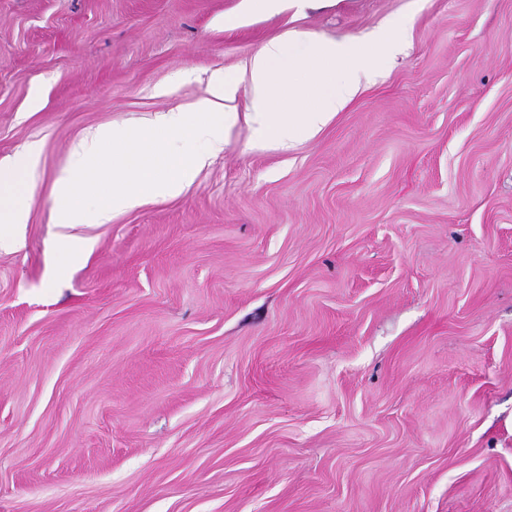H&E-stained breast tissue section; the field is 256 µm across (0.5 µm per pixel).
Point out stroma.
<instances>
[{
    "label": "stroma",
    "instance_id": "obj_1",
    "mask_svg": "<svg viewBox=\"0 0 512 512\" xmlns=\"http://www.w3.org/2000/svg\"><path fill=\"white\" fill-rule=\"evenodd\" d=\"M0 0V512H512V0ZM409 21L284 154L239 129L182 194L52 249L83 136L190 111L298 29ZM243 10L224 17V28L234 29L241 26L248 17L281 11H294L295 14L320 4L337 2L338 0H242ZM30 167L31 163H0V252L17 251L22 246V229L34 191Z\"/></svg>",
    "mask_w": 512,
    "mask_h": 512
}]
</instances>
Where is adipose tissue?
<instances>
[{
	"mask_svg": "<svg viewBox=\"0 0 512 512\" xmlns=\"http://www.w3.org/2000/svg\"><path fill=\"white\" fill-rule=\"evenodd\" d=\"M323 2L243 0L242 11L225 17L224 26L234 29L254 15L300 13ZM407 29L401 21L370 36L336 39L289 31L234 68L213 73L209 97L193 105L195 123L181 111L161 112L142 126L98 132L75 152L71 168L57 181L55 251L70 261L93 251L94 238L72 233L85 198L96 200L95 223L106 224L157 197L179 195L230 144L239 126L247 127L253 146L282 153L316 137L366 86L383 77ZM245 86L252 95L240 111L235 101ZM184 133L192 150H173L172 141ZM33 191L29 166L0 163V252L20 249Z\"/></svg>",
	"mask_w": 512,
	"mask_h": 512,
	"instance_id": "obj_1",
	"label": "adipose tissue"
}]
</instances>
